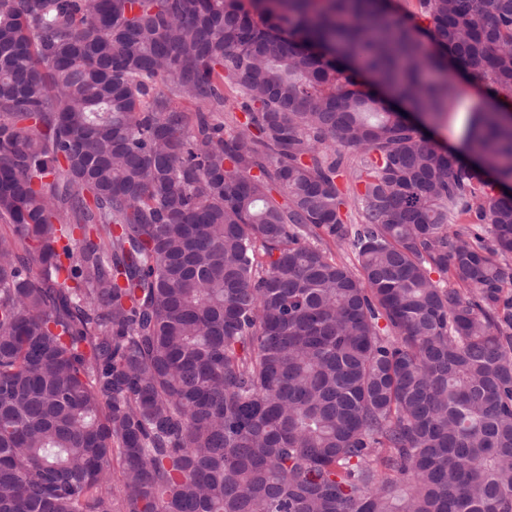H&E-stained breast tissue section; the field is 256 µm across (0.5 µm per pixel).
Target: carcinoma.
Returning a JSON list of instances; mask_svg holds the SVG:
<instances>
[{
    "label": "carcinoma",
    "instance_id": "obj_1",
    "mask_svg": "<svg viewBox=\"0 0 512 512\" xmlns=\"http://www.w3.org/2000/svg\"><path fill=\"white\" fill-rule=\"evenodd\" d=\"M249 3L0 0V512H512V120L374 89L512 0ZM462 90V102L449 103L448 111L444 112L435 129L430 132L435 144L451 151L457 149L459 138L468 123L470 112L466 111V106L478 101L488 102L479 90L472 86L464 85Z\"/></svg>",
    "mask_w": 512,
    "mask_h": 512
}]
</instances>
